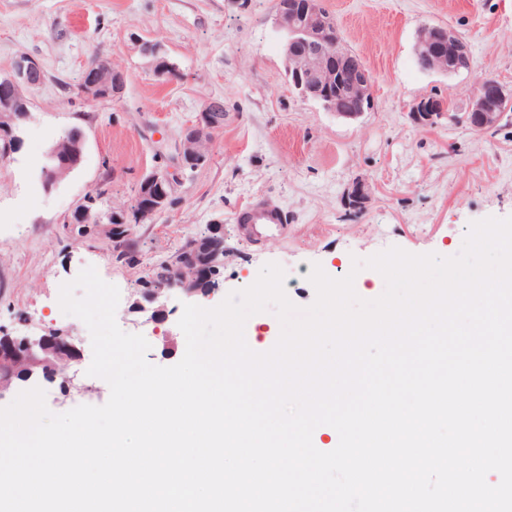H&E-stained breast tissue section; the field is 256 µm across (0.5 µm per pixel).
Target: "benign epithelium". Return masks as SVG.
Segmentation results:
<instances>
[{
  "label": "benign epithelium",
  "instance_id": "obj_1",
  "mask_svg": "<svg viewBox=\"0 0 512 512\" xmlns=\"http://www.w3.org/2000/svg\"><path fill=\"white\" fill-rule=\"evenodd\" d=\"M277 29L282 32L286 58V74L300 96L319 102L328 112L336 111V99L330 87L344 81L343 89L360 95L372 94L371 77L361 61L344 46L343 38L334 16L325 9L320 0H279ZM454 33L445 27L425 26L418 34L419 45L436 44L448 48V40ZM43 80L39 62L23 57L14 62L11 73L0 78V92L11 96L17 111L29 112V100L24 90L38 86ZM125 86L124 73L106 59L97 56L84 71L80 83L81 94L92 101L114 99ZM512 108V89L495 79L481 82L471 103L470 111L480 120L481 127L490 128L501 120L504 112ZM444 114V108H433L422 102L413 109L415 119L424 124H433ZM219 112L206 108L199 113L194 123L188 125L182 136L179 155L186 156L184 162L174 170L152 172L142 179L146 186H156L159 194L149 201L136 196L133 206L139 220L144 221L163 211L168 205L175 179L182 167L196 166L205 162L198 142L207 139L219 128ZM8 118L0 116V158L7 159L16 153L18 141L11 137V128L5 125ZM81 161V152L48 156V168L42 172L44 183L55 182V171H71ZM224 268V251L213 248L200 260L179 257L168 266L171 281L182 285L186 294L204 299L217 289L215 280ZM78 357L73 337L63 329L52 331L37 339L27 336H0V394L3 384L15 379L27 380L40 370L49 372L61 359Z\"/></svg>",
  "mask_w": 512,
  "mask_h": 512
}]
</instances>
